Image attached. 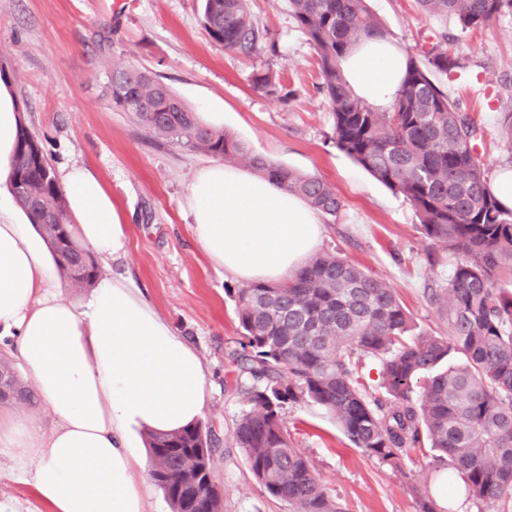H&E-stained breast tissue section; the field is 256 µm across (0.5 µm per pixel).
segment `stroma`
Instances as JSON below:
<instances>
[{"label":"stroma","instance_id":"1","mask_svg":"<svg viewBox=\"0 0 512 512\" xmlns=\"http://www.w3.org/2000/svg\"><path fill=\"white\" fill-rule=\"evenodd\" d=\"M202 0H0V68L54 170L77 163L112 194L128 227L124 252L100 273L123 278L202 359L207 378L203 418L219 439L214 476L223 512H288L255 481L232 434L247 405L236 392L240 369L230 357L240 332L229 288L236 282L200 250L186 206L206 154L154 134L113 108L108 77L114 64L144 66L208 124L233 133L273 162L331 183L344 207L325 222L320 251H333L388 282L418 334L445 333L429 302L444 285L447 264L431 265L432 247L402 196L376 181L333 142L330 110L317 92L314 51L286 0H250L254 22L275 48L229 52L208 39ZM369 9L410 54H420L440 27L416 0H369ZM451 50L462 69L438 76L451 99L481 128L476 149L489 171L512 165L501 124L512 112V15L468 31ZM269 68L281 97L253 88L254 71ZM303 456L343 512H419L422 497L439 498L438 473L421 449L401 468L356 448L319 406L285 412Z\"/></svg>","mask_w":512,"mask_h":512}]
</instances>
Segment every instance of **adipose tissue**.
I'll return each instance as SVG.
<instances>
[{
	"instance_id": "obj_1",
	"label": "adipose tissue",
	"mask_w": 512,
	"mask_h": 512,
	"mask_svg": "<svg viewBox=\"0 0 512 512\" xmlns=\"http://www.w3.org/2000/svg\"><path fill=\"white\" fill-rule=\"evenodd\" d=\"M353 91L389 107L405 55L389 38L353 48L341 61ZM24 115L0 80V183ZM73 232L103 262L126 246V226L101 180L64 168ZM0 197V344L29 375L53 425L0 409V452L46 512H147V456L134 431L169 432L199 421L206 378L198 353L129 285L99 276L76 302L31 224L4 218ZM202 252L243 283L281 281L316 250L322 224L303 199L221 163L200 168L187 198Z\"/></svg>"
}]
</instances>
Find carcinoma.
I'll use <instances>...</instances> for the list:
<instances>
[{
    "instance_id": "cac0c4a2",
    "label": "carcinoma",
    "mask_w": 512,
    "mask_h": 512,
    "mask_svg": "<svg viewBox=\"0 0 512 512\" xmlns=\"http://www.w3.org/2000/svg\"><path fill=\"white\" fill-rule=\"evenodd\" d=\"M318 57V89L333 119L336 148L413 208L435 249L448 254L444 287L431 302L448 335L413 330L410 313L384 280L340 255L312 256L287 280L234 290L241 350L232 353L250 383L237 386L248 409L233 441L255 480L288 512H342L308 460L294 448L285 420L292 405L324 409L367 456L401 467L421 443L448 466V486L461 484L480 503L512 502V209L490 188L476 151L481 131L473 116L435 81L462 68L448 51V31L434 33L419 57L408 55L391 106L373 107L346 81L342 58L356 45L387 36L367 0H286ZM432 16L451 17L461 30L512 14V0H416ZM202 26L226 51L251 54L263 35L248 0H203ZM255 89L275 95L271 69L253 73ZM112 106L161 137L214 158L240 162L263 179L336 218L343 201L324 179L272 162L224 130L205 123L145 67L116 66ZM9 187L38 228L64 279L88 288L99 267L75 243L73 221L56 174L36 137L22 127L10 163ZM363 356L381 366L387 399L362 388ZM37 403L33 390L0 359V404ZM217 439L198 422L150 433V477L171 512H223L224 492L213 478Z\"/></svg>"
}]
</instances>
